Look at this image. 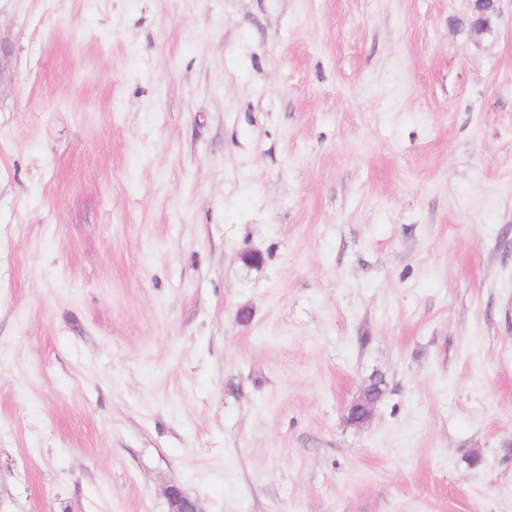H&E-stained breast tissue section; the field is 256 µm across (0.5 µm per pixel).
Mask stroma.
<instances>
[{
	"label": "stroma",
	"mask_w": 512,
	"mask_h": 512,
	"mask_svg": "<svg viewBox=\"0 0 512 512\" xmlns=\"http://www.w3.org/2000/svg\"><path fill=\"white\" fill-rule=\"evenodd\" d=\"M470 6L0 0V512H512V0ZM164 493L168 503V512H203L195 499L186 495L176 486H169Z\"/></svg>",
	"instance_id": "1"
}]
</instances>
